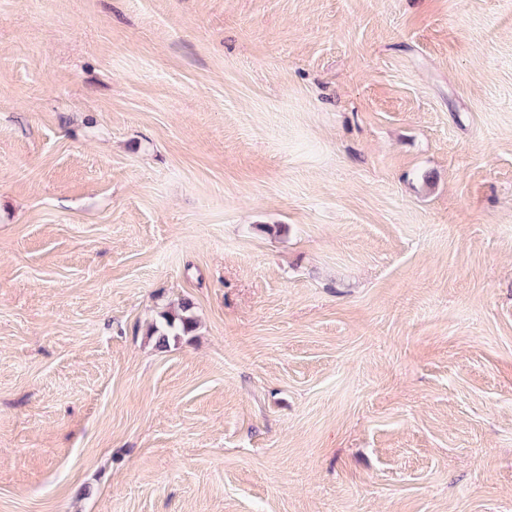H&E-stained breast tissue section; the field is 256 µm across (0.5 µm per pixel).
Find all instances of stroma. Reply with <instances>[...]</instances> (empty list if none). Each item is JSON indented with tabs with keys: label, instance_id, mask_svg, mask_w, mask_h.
Returning <instances> with one entry per match:
<instances>
[{
	"label": "stroma",
	"instance_id": "stroma-1",
	"mask_svg": "<svg viewBox=\"0 0 512 512\" xmlns=\"http://www.w3.org/2000/svg\"><path fill=\"white\" fill-rule=\"evenodd\" d=\"M0 512H512V0H0ZM196 321L191 311V304L182 301L174 312L164 314L159 324L152 325L149 329L150 336H156L159 346L168 342L169 336H181L191 333Z\"/></svg>",
	"mask_w": 512,
	"mask_h": 512
}]
</instances>
